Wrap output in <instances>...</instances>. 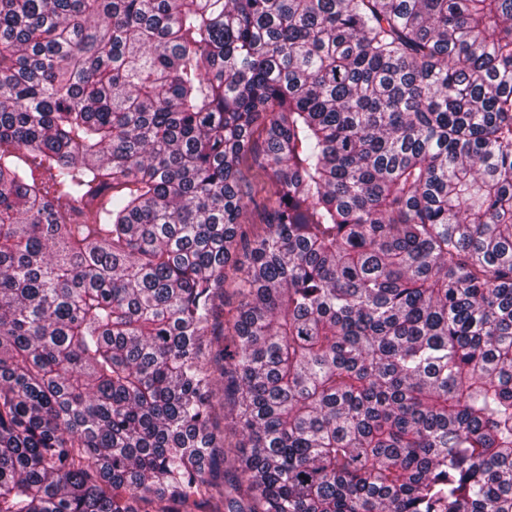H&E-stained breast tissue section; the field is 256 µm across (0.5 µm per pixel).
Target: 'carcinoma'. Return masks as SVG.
I'll use <instances>...</instances> for the list:
<instances>
[{
    "instance_id": "1",
    "label": "carcinoma",
    "mask_w": 512,
    "mask_h": 512,
    "mask_svg": "<svg viewBox=\"0 0 512 512\" xmlns=\"http://www.w3.org/2000/svg\"><path fill=\"white\" fill-rule=\"evenodd\" d=\"M0 512H512V0H0Z\"/></svg>"
}]
</instances>
